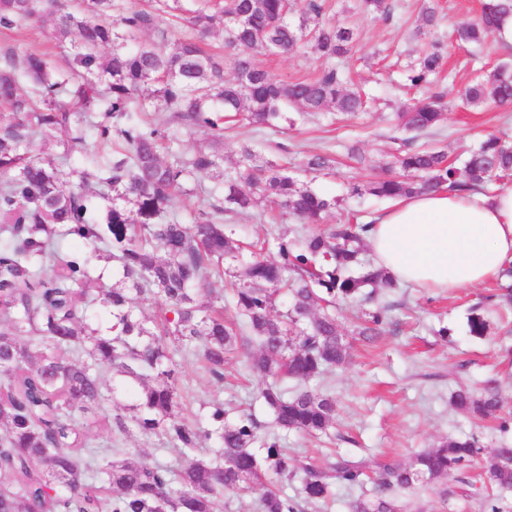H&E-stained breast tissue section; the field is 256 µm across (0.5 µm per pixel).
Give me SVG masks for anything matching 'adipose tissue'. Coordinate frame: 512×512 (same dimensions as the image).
<instances>
[{"mask_svg": "<svg viewBox=\"0 0 512 512\" xmlns=\"http://www.w3.org/2000/svg\"><path fill=\"white\" fill-rule=\"evenodd\" d=\"M368 244L396 282L437 294L482 286L512 262V187L400 199L377 217Z\"/></svg>", "mask_w": 512, "mask_h": 512, "instance_id": "adipose-tissue-1", "label": "adipose tissue"}]
</instances>
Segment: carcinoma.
<instances>
[{
  "instance_id": "1",
  "label": "carcinoma",
  "mask_w": 512,
  "mask_h": 512,
  "mask_svg": "<svg viewBox=\"0 0 512 512\" xmlns=\"http://www.w3.org/2000/svg\"><path fill=\"white\" fill-rule=\"evenodd\" d=\"M111 8L112 0H70L62 13L58 0H0L1 28L57 14V35L78 36L64 72L38 54L19 60L7 48L0 56V512H214L229 491L258 494L260 512H303L329 499L335 482L355 485L363 475L360 461L341 458L322 467L290 457L280 440L291 431L326 434L335 425L330 398L288 388L290 381L306 383L345 364L350 342L329 308L367 287L372 300L377 289L395 286L363 258L371 224L339 223L296 241L282 235L273 244L246 247L230 221L268 203L304 224L325 222L336 199L308 178L327 169L329 159L309 155L297 173L253 163L250 147L243 168H224V154L211 145L164 159L161 151L177 140L176 132L132 115L152 103L179 125L219 139L224 123L238 116L253 127L277 129L286 106L300 114L361 112L366 99L336 66L359 32L324 19L321 0H202L188 19L195 36L179 38L164 54L151 43L125 47L145 32L167 39L156 11L132 8L113 19ZM507 14L512 0H483L477 18L458 23V40L485 41ZM217 32L233 52L230 77L224 60L201 46ZM305 43L327 63L321 74L273 80L260 57ZM106 45L112 54L103 57ZM442 66L443 54L432 44L409 68L410 85L425 93L397 113L398 126L414 132L396 148L402 174L354 183L350 195L397 199L445 188L480 190L512 176L507 135L488 136L461 169L444 151L417 144L443 120V94L432 90ZM22 79L40 103L19 93ZM461 97L473 105L512 104V70L504 64L485 73ZM90 132L113 143L112 158L96 162L100 188L128 203L112 207L101 222L90 217L88 196L32 153L36 138L50 134L65 145L66 162L86 151ZM201 173L216 179L211 189L190 188ZM193 191L202 207L188 223L176 202ZM61 238L89 253L60 255ZM272 246L273 260L266 256ZM92 254L122 270V280L106 292L112 306L106 329L95 321L85 288ZM228 261L242 265L230 296L201 295L200 283L223 276ZM133 294L148 298L154 310L135 307ZM387 311L377 306L353 335H379ZM238 354L261 379L269 432L251 413L226 422L221 401L191 419L183 416L179 358H191L221 385L226 364ZM105 369L121 378L132 404L127 414L104 416L113 442L101 451L75 425V415L109 401L101 383ZM452 404L477 419L500 409L492 382L480 396L456 391ZM132 426L157 437L174 463L112 447ZM479 451L478 440L466 436L418 454L408 466L385 464L374 499L356 501L353 512H405L398 491L448 477ZM496 458L483 479L511 488L512 448L498 449ZM299 473L298 502L283 487Z\"/></svg>"
}]
</instances>
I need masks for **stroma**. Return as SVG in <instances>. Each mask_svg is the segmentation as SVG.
Listing matches in <instances>:
<instances>
[{"mask_svg":"<svg viewBox=\"0 0 512 512\" xmlns=\"http://www.w3.org/2000/svg\"><path fill=\"white\" fill-rule=\"evenodd\" d=\"M327 2L330 19L360 30L344 64L354 83L375 99V106L352 116L332 110L304 118L295 114L278 131L238 123L224 133V165L237 167L246 144L260 157L292 168L308 155L328 154L335 166L329 174L318 176L314 186L340 201L329 223L347 219L364 223L391 202L350 195L349 187L369 176L395 173L390 143L396 133L394 114L411 97L406 75L417 51L434 38L446 45V71L439 75L438 84L449 100L481 71L512 61V51L494 38L479 46L451 44L453 24L475 16L481 0H434L439 25L429 36L418 31L422 0H391L389 19L365 15L358 0ZM55 27V16L47 15L18 28H0V47L20 54L35 51L52 68H66L77 38L58 39ZM264 61L273 78L284 81L315 76L323 65L307 45L287 55L265 56ZM490 134L512 137V105L450 108L431 141L457 164L467 149ZM353 148L359 149L362 161L351 159ZM233 224L237 237L248 241L283 233L293 239L303 229L289 218L271 224L268 214L260 210L235 217ZM498 292L493 281L449 295H431L403 284L386 294L391 310L379 336L371 342L352 340L345 366L312 382L335 400V428L326 436L288 434L283 445L289 455L324 466L340 457L361 460L375 471L386 463L408 465L419 452L472 435L483 448L477 463L411 495L410 512H512V489L483 484L480 477L497 449L512 448V310L501 305ZM475 313L486 320V335L470 334L468 319ZM491 381L502 402L499 419L475 421L452 406L455 390L464 387L480 394ZM257 390L258 382L251 377L237 386L217 389L192 360L181 363L179 391L186 417L219 400L227 420L243 412L267 420Z\"/></svg>","mask_w":512,"mask_h":512,"instance_id":"stroma-1","label":"stroma"}]
</instances>
